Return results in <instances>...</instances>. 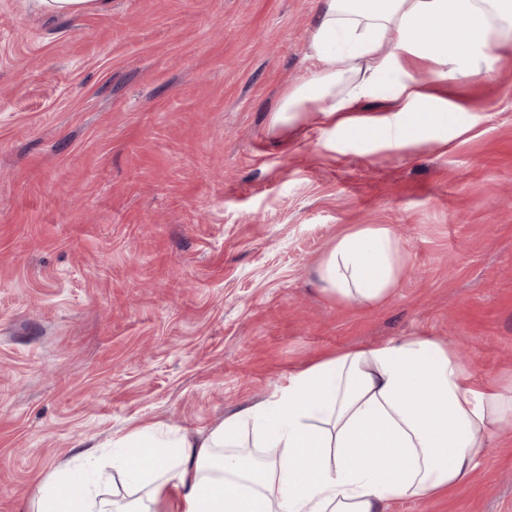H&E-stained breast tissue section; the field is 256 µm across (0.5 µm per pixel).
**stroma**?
Instances as JSON below:
<instances>
[{
	"mask_svg": "<svg viewBox=\"0 0 512 512\" xmlns=\"http://www.w3.org/2000/svg\"><path fill=\"white\" fill-rule=\"evenodd\" d=\"M320 0H0V512L136 425L194 436L336 353L434 336L512 373V64L451 81L469 131L397 150L271 131ZM392 229L363 308L319 265ZM388 512H512V428L468 484ZM35 8L56 17H69L101 10L106 0H34ZM404 266L405 258L388 226L357 224L326 252L319 279L326 293L371 307L398 286Z\"/></svg>",
	"mask_w": 512,
	"mask_h": 512,
	"instance_id": "stroma-1",
	"label": "stroma"
}]
</instances>
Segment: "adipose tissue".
Listing matches in <instances>:
<instances>
[{
	"instance_id": "1",
	"label": "adipose tissue",
	"mask_w": 512,
	"mask_h": 512,
	"mask_svg": "<svg viewBox=\"0 0 512 512\" xmlns=\"http://www.w3.org/2000/svg\"><path fill=\"white\" fill-rule=\"evenodd\" d=\"M315 66L271 125L331 131L396 149L465 132L448 80L492 79L512 58V0H321L308 44ZM379 98L383 107L363 110ZM405 258L391 229L359 224L319 267L323 290L371 307L397 287ZM512 422V378L476 381L441 340L406 336L292 374L265 401L205 437L137 426L113 437L103 483L61 465L25 512H386L466 483Z\"/></svg>"
}]
</instances>
